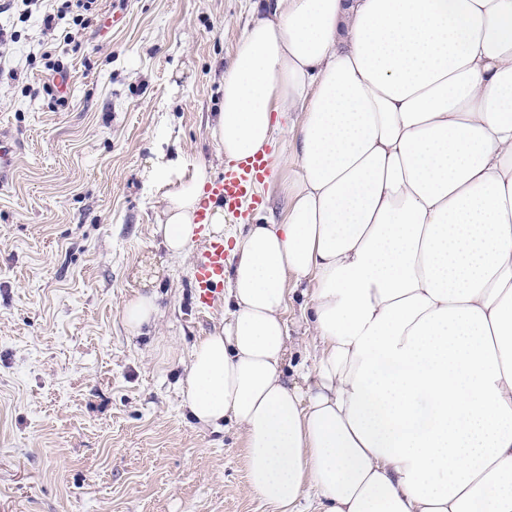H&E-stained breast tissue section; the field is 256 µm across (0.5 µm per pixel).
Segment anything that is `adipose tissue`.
Listing matches in <instances>:
<instances>
[{"instance_id": "obj_1", "label": "adipose tissue", "mask_w": 512, "mask_h": 512, "mask_svg": "<svg viewBox=\"0 0 512 512\" xmlns=\"http://www.w3.org/2000/svg\"><path fill=\"white\" fill-rule=\"evenodd\" d=\"M290 117L286 216L235 239L185 406L237 424L271 512H512V0H273L211 135L231 164ZM208 179L164 195L170 256L195 246ZM304 281L302 387L284 309Z\"/></svg>"}]
</instances>
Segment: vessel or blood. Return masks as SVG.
I'll use <instances>...</instances> for the list:
<instances>
[{
	"mask_svg": "<svg viewBox=\"0 0 512 512\" xmlns=\"http://www.w3.org/2000/svg\"><path fill=\"white\" fill-rule=\"evenodd\" d=\"M271 174L266 157L256 153L229 165L208 182L201 197L196 220L207 225L210 204H220L227 213H236L242 202L252 199L254 188ZM224 241L209 239L193 262V303L198 313H217L224 299Z\"/></svg>",
	"mask_w": 512,
	"mask_h": 512,
	"instance_id": "obj_1",
	"label": "vessel or blood"
}]
</instances>
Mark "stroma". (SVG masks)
Here are the masks:
<instances>
[{
	"label": "stroma",
	"instance_id": "stroma-1",
	"mask_svg": "<svg viewBox=\"0 0 512 512\" xmlns=\"http://www.w3.org/2000/svg\"><path fill=\"white\" fill-rule=\"evenodd\" d=\"M252 3L97 0L89 28H57L74 34L64 107L39 91L40 15L0 14L19 75L0 83V512H269L241 431L183 404L188 355L229 311L195 313L193 259L155 232L166 184L225 167L208 124ZM296 172L259 185L246 224L284 219ZM147 283L159 316L135 332L123 308ZM309 303L297 288L284 314L299 385L318 353Z\"/></svg>",
	"mask_w": 512,
	"mask_h": 512
}]
</instances>
